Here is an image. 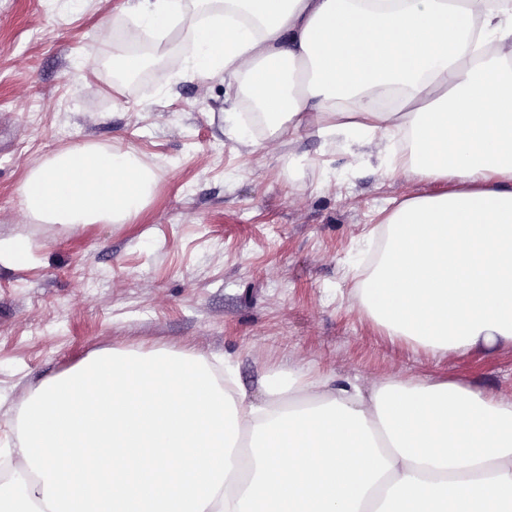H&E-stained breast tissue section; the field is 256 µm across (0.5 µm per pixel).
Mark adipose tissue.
Segmentation results:
<instances>
[{"mask_svg":"<svg viewBox=\"0 0 512 512\" xmlns=\"http://www.w3.org/2000/svg\"><path fill=\"white\" fill-rule=\"evenodd\" d=\"M179 75L241 79L271 137L313 128L408 138L397 168L440 184L386 217L357 298L434 354L512 341V9L490 0H202ZM185 0H136L168 31ZM494 99V110L485 102ZM154 170L77 145L31 172L58 224L121 223ZM306 392L305 407L288 395ZM0 512H512V402L448 382L364 390L298 374L264 397L194 352L102 351L24 404Z\"/></svg>","mask_w":512,"mask_h":512,"instance_id":"1","label":"adipose tissue"}]
</instances>
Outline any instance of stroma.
Wrapping results in <instances>:
<instances>
[{
    "label": "stroma",
    "mask_w": 512,
    "mask_h": 512,
    "mask_svg": "<svg viewBox=\"0 0 512 512\" xmlns=\"http://www.w3.org/2000/svg\"><path fill=\"white\" fill-rule=\"evenodd\" d=\"M129 0H0V448L23 401L96 352L196 351L251 397L293 372L330 384L448 381L512 401V341L433 355L387 335L357 303L386 210L435 184L387 175L380 139L247 131L235 78L169 69L109 81L93 58L139 34ZM135 150L157 164L122 224H50L21 203L27 176L67 148ZM28 247L16 238H0V262L18 264L28 256Z\"/></svg>",
    "instance_id": "stroma-1"
}]
</instances>
